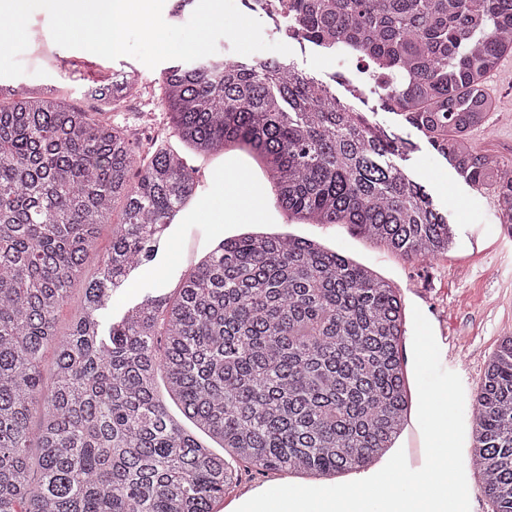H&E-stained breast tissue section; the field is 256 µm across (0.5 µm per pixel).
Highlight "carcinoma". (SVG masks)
Instances as JSON below:
<instances>
[{
    "mask_svg": "<svg viewBox=\"0 0 512 512\" xmlns=\"http://www.w3.org/2000/svg\"><path fill=\"white\" fill-rule=\"evenodd\" d=\"M288 10L313 46L392 62L369 93L457 179L492 191L512 224V158L470 144L490 114L487 77L512 52V0H290ZM137 92L125 75L87 95L115 108ZM161 103L197 153L246 151L291 219L348 224L414 260L455 243L448 214L403 165L401 129L293 63L173 65ZM197 193L194 167L171 147L143 155L123 127L0 83V512H213L242 463L331 480L395 447L412 412L403 297L314 239L226 237L173 294L103 325L115 289ZM92 260L98 276L60 336L57 312ZM472 406L469 462L493 512H512V336Z\"/></svg>",
    "mask_w": 512,
    "mask_h": 512,
    "instance_id": "carcinoma-1",
    "label": "carcinoma"
}]
</instances>
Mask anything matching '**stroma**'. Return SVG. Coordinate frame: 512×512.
<instances>
[{"label":"stroma","instance_id":"stroma-1","mask_svg":"<svg viewBox=\"0 0 512 512\" xmlns=\"http://www.w3.org/2000/svg\"><path fill=\"white\" fill-rule=\"evenodd\" d=\"M29 25L44 31L46 38L29 42L21 54L26 73L17 77V84L54 88L65 104L92 112L98 104L85 95L89 85L135 72L139 91L113 110L112 118L142 148L174 141V130L160 102L164 65L151 69L131 56L109 60L58 46L47 35L49 16L43 10L32 14ZM488 93L492 100L489 120L472 132L470 143L476 151L512 157V73L497 72ZM409 138L413 143L410 167L457 228L456 244L448 253L424 261L409 260L346 224H301L287 220L269 205L238 212L242 190L253 193L263 184L256 163L241 151L220 157L192 155L188 162L204 170L207 189L178 213L156 256L113 292L108 320L121 317L146 293L170 291L216 239L236 234L245 224H262L275 232L316 238L391 281L407 306L432 312L435 323L447 324L465 340L462 358L474 369L473 387H480L486 363L501 337L512 334V226L495 220L493 193L475 192L457 180L447 161L417 131H410ZM230 209L236 210V219L226 218Z\"/></svg>","mask_w":512,"mask_h":512}]
</instances>
